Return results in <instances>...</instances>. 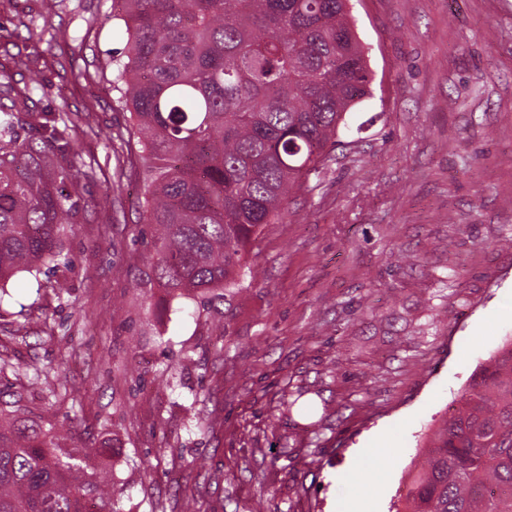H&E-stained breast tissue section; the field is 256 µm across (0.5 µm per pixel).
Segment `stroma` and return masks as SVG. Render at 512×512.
<instances>
[{
    "instance_id": "1",
    "label": "stroma",
    "mask_w": 512,
    "mask_h": 512,
    "mask_svg": "<svg viewBox=\"0 0 512 512\" xmlns=\"http://www.w3.org/2000/svg\"><path fill=\"white\" fill-rule=\"evenodd\" d=\"M351 2L373 95L259 228L257 278L207 305L151 277L112 0H0V57L38 52L14 72L63 117L79 197L64 262L5 286L0 390L54 414L59 446L101 449L119 512H396L427 435L512 338V0ZM298 393L319 436L296 414L270 432Z\"/></svg>"
}]
</instances>
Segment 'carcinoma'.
Segmentation results:
<instances>
[{
  "label": "carcinoma",
  "instance_id": "cac0c4a2",
  "mask_svg": "<svg viewBox=\"0 0 512 512\" xmlns=\"http://www.w3.org/2000/svg\"><path fill=\"white\" fill-rule=\"evenodd\" d=\"M350 0H113L128 35L112 89L145 170L152 273L172 296L237 288L259 227L319 173L346 116L372 95ZM0 289L58 264L77 155L53 112L0 64ZM0 397V512H83L123 494L96 448L47 442ZM397 512H512V342L471 377Z\"/></svg>",
  "mask_w": 512,
  "mask_h": 512
}]
</instances>
